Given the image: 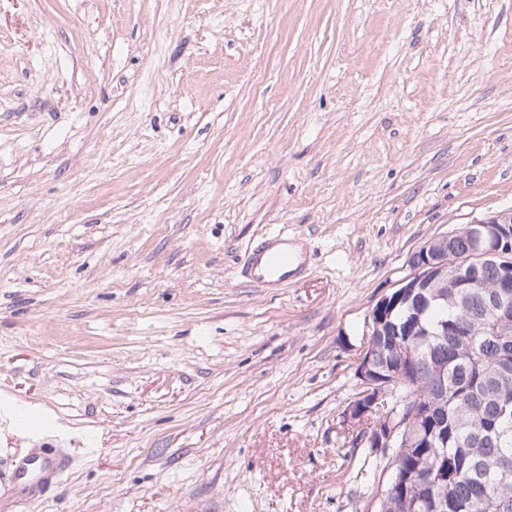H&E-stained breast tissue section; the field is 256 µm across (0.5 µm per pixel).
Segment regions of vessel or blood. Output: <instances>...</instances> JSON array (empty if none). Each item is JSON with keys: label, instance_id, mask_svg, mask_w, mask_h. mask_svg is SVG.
I'll use <instances>...</instances> for the list:
<instances>
[{"label": "vessel or blood", "instance_id": "b4317fda", "mask_svg": "<svg viewBox=\"0 0 512 512\" xmlns=\"http://www.w3.org/2000/svg\"><path fill=\"white\" fill-rule=\"evenodd\" d=\"M304 264L303 256L288 247L287 236L269 235L249 247L242 273L249 283L265 288L288 279L291 272ZM69 460L60 452L47 449L23 459L8 478L16 496L38 498L59 485Z\"/></svg>", "mask_w": 512, "mask_h": 512}]
</instances>
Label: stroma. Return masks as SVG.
I'll list each match as a JSON object with an SVG mask.
<instances>
[{"label":"stroma","instance_id":"stroma-1","mask_svg":"<svg viewBox=\"0 0 512 512\" xmlns=\"http://www.w3.org/2000/svg\"><path fill=\"white\" fill-rule=\"evenodd\" d=\"M510 207L512 0H0V473L73 457L14 512H375L366 316ZM303 265V256L289 249L288 235H266L246 250L242 273L249 283L267 288L285 281Z\"/></svg>","mask_w":512,"mask_h":512}]
</instances>
